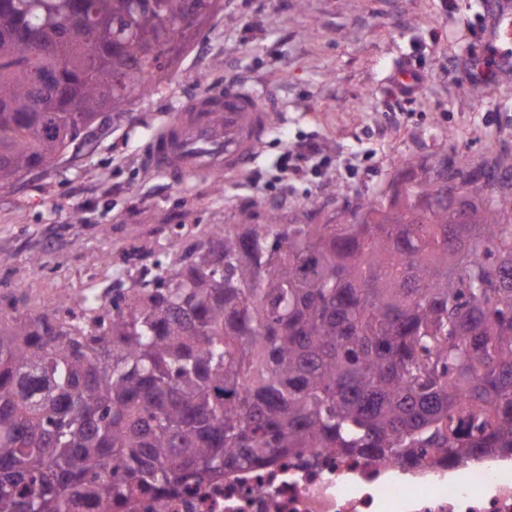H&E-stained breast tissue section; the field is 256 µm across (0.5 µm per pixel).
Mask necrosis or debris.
I'll return each mask as SVG.
<instances>
[{"label": "necrosis or debris", "instance_id": "obj_1", "mask_svg": "<svg viewBox=\"0 0 512 512\" xmlns=\"http://www.w3.org/2000/svg\"><path fill=\"white\" fill-rule=\"evenodd\" d=\"M126 512H512V455L432 468L302 448L178 488L162 506L139 498Z\"/></svg>", "mask_w": 512, "mask_h": 512}]
</instances>
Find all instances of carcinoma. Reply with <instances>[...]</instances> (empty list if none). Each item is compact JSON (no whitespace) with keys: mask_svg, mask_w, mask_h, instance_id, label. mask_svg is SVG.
Returning <instances> with one entry per match:
<instances>
[{"mask_svg":"<svg viewBox=\"0 0 512 512\" xmlns=\"http://www.w3.org/2000/svg\"><path fill=\"white\" fill-rule=\"evenodd\" d=\"M224 0H0V188L161 89ZM337 224L209 230L81 317L0 320V512H80L335 448L512 453V195L406 163Z\"/></svg>","mask_w":512,"mask_h":512,"instance_id":"cac0c4a2","label":"carcinoma"}]
</instances>
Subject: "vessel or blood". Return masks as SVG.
I'll return each instance as SVG.
<instances>
[{
    "label": "vessel or blood",
    "instance_id": "1",
    "mask_svg": "<svg viewBox=\"0 0 512 512\" xmlns=\"http://www.w3.org/2000/svg\"><path fill=\"white\" fill-rule=\"evenodd\" d=\"M273 109L266 92L255 87L228 84L218 92L200 91L155 134L143 163L176 183L240 171L263 143Z\"/></svg>",
    "mask_w": 512,
    "mask_h": 512
}]
</instances>
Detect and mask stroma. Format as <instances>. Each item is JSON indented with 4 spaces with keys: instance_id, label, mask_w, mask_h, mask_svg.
<instances>
[{
    "instance_id": "stroma-1",
    "label": "stroma",
    "mask_w": 512,
    "mask_h": 512,
    "mask_svg": "<svg viewBox=\"0 0 512 512\" xmlns=\"http://www.w3.org/2000/svg\"><path fill=\"white\" fill-rule=\"evenodd\" d=\"M482 0H224L195 35L169 85L92 133L54 169L0 188V316L11 299L52 308L62 293L125 288L155 262L181 257L241 210L263 224L285 218L336 223L356 203L390 195L403 161L465 156L512 193V71L489 86L465 77L486 55ZM422 83L403 111L388 109L396 63ZM208 82H201V75ZM234 81L275 102L256 158L225 176L171 182L142 153L180 105ZM317 170L283 182L277 162L304 140ZM109 253L110 263L95 258ZM39 254L42 266L29 259Z\"/></svg>"
}]
</instances>
